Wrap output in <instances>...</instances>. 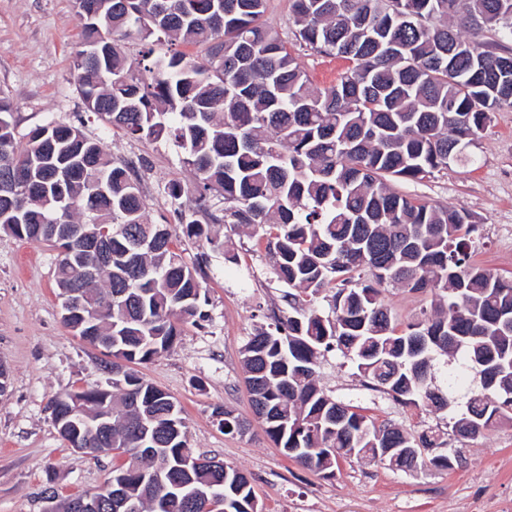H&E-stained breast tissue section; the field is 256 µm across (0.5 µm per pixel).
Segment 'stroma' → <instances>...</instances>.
Here are the masks:
<instances>
[{
    "instance_id": "stroma-1",
    "label": "stroma",
    "mask_w": 512,
    "mask_h": 512,
    "mask_svg": "<svg viewBox=\"0 0 512 512\" xmlns=\"http://www.w3.org/2000/svg\"><path fill=\"white\" fill-rule=\"evenodd\" d=\"M268 21L307 72L313 87L335 84L345 59L316 53L294 41L288 0H269ZM83 22L73 0H0V96L13 105L16 142L53 120L79 126L101 139L116 159L132 163L153 224H177L178 210L192 213L206 235L223 240L211 251L204 238H183L187 261L199 263L209 301L208 319L185 325L175 346L136 365L145 379L181 406L190 451L236 467L250 478L261 512H512V423L501 422L462 443L461 465L404 472L385 464L342 461L325 477L284 456L251 419L241 350L268 314L287 309L264 245L230 224H215L222 201L199 209L193 198L174 203L172 182L196 176L172 141H141L89 118L70 75L81 48ZM468 166L453 165L422 181H400L407 196L472 213L478 224L473 259L512 275V109L496 112L471 149ZM56 250L0 229V364L10 384L0 394V512H43L45 497L66 498L101 487L112 459L74 450L59 436L50 404L60 393L108 386L112 359L82 340L61 319L54 280ZM321 385L337 400L361 408L374 422L392 421L416 435L447 436L450 411L401 406L369 389L339 350L322 353ZM250 419L247 433H225L218 410Z\"/></svg>"
}]
</instances>
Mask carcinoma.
I'll use <instances>...</instances> for the list:
<instances>
[{"label":"carcinoma","mask_w":512,"mask_h":512,"mask_svg":"<svg viewBox=\"0 0 512 512\" xmlns=\"http://www.w3.org/2000/svg\"><path fill=\"white\" fill-rule=\"evenodd\" d=\"M268 2L75 0L92 51L71 68L84 112L136 139L173 140L196 182L171 184L170 197L191 193L205 207L219 196L224 223L266 242L288 310L249 336L241 362L253 416L285 456L327 476L342 460L452 469L461 449L435 454L444 445L436 432L376 424L327 393L316 369L321 351L336 348L398 404L458 407V440L512 421V278L472 263L468 211L393 188L471 162L470 142L512 108V53L476 42L484 31L512 40V0H289L296 41L350 63L322 90L267 24ZM125 41L148 45L141 66L127 61ZM25 139L17 149L12 106L0 97V174L20 171L36 187L28 195L0 180V228L70 249L56 286L83 290L87 306L64 324L111 339L116 360L144 364L170 351L182 326L207 317L199 268L180 250L181 236H201L202 225L183 213L178 229L145 222L135 167L74 125L52 120ZM63 163L74 172L51 178ZM76 227L112 251V266L81 248ZM163 228L154 250L132 247ZM388 286L430 294L431 312L400 326L380 299ZM448 355L454 361L439 364ZM104 402L111 431L82 438L122 458L112 477L141 512L162 489L165 512H196L175 484L214 493L211 512H260L243 471L207 458L184 467L198 457L181 407L120 364L112 389L68 391L52 407ZM216 413L230 433L249 429L230 410ZM148 420L157 436L144 457L137 432Z\"/></svg>","instance_id":"cac0c4a2"}]
</instances>
